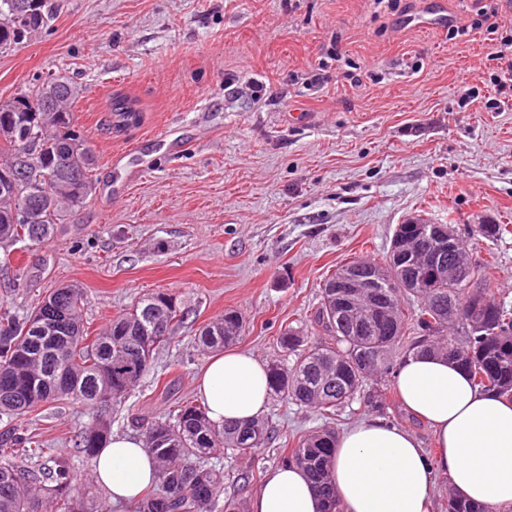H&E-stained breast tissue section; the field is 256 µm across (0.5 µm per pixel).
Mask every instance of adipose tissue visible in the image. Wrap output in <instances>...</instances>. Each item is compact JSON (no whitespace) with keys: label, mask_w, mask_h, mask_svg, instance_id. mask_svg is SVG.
Masks as SVG:
<instances>
[{"label":"adipose tissue","mask_w":512,"mask_h":512,"mask_svg":"<svg viewBox=\"0 0 512 512\" xmlns=\"http://www.w3.org/2000/svg\"><path fill=\"white\" fill-rule=\"evenodd\" d=\"M395 386L403 408L430 427L439 451L427 455L410 430L377 419L343 430L328 466L341 512H430L440 473L455 494L487 512L512 505V403L428 353L405 358ZM194 387L219 426L259 417L271 398L265 362L245 349L209 356ZM94 475L118 506L137 502L157 479L142 440L119 433L99 450ZM249 510L323 512L324 502L304 470L279 465L251 496Z\"/></svg>","instance_id":"ef3b65f1"}]
</instances>
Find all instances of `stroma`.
I'll list each match as a JSON object with an SVG mask.
<instances>
[{"instance_id":"stroma-1","label":"stroma","mask_w":512,"mask_h":512,"mask_svg":"<svg viewBox=\"0 0 512 512\" xmlns=\"http://www.w3.org/2000/svg\"><path fill=\"white\" fill-rule=\"evenodd\" d=\"M447 2L450 30L425 31L410 23L422 0H59L49 29L0 53V97L58 75L82 87L75 126L98 156L96 194L49 240L0 258V303L22 315L77 284L93 333L154 290L189 311L113 432L140 435L138 419L195 399L209 357L195 336L225 310L243 319L237 347L279 359L285 327L330 341L313 321L325 277L383 260L398 224L512 223V14ZM116 93L137 124L112 126ZM464 245L512 301V235ZM264 417L279 439L258 449L260 476L282 435L321 424L275 401ZM91 421L63 401L25 425L118 512L73 450Z\"/></svg>"}]
</instances>
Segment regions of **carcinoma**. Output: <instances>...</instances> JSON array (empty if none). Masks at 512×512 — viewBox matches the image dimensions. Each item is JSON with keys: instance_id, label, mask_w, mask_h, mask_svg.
Segmentation results:
<instances>
[{"instance_id": "1", "label": "carcinoma", "mask_w": 512, "mask_h": 512, "mask_svg": "<svg viewBox=\"0 0 512 512\" xmlns=\"http://www.w3.org/2000/svg\"><path fill=\"white\" fill-rule=\"evenodd\" d=\"M12 0H0V52L11 50L45 30L56 18L57 0H38L26 23L13 18ZM81 88L64 76L51 77L32 90L0 99V176L23 179L7 186L0 180V247L50 238L55 225L96 192L98 157L75 130L73 108ZM111 112L126 126L138 113L121 96ZM48 186L38 221L23 217L31 182ZM474 236L497 241L512 233L507 224H478ZM398 261L388 251L382 264L351 260L324 279L314 320L333 332L332 342L311 345L293 327L278 338L288 359L269 363L270 388L279 401L320 411L323 424L305 435L289 436L281 463L301 466L325 502V512H340L328 478L336 447L333 426L376 373L396 366V354L429 352L464 367L475 386L512 400V302L483 304L489 297L486 271L472 270L471 284L451 277L414 285L416 260ZM370 269L382 284L375 293L391 311L382 322L369 318L353 326L336 283L350 269ZM85 297L78 285L57 288L24 316L0 308V512H98L80 491L70 455L48 453L39 435L23 427L24 417L60 401L96 410L92 425L74 441L84 458L96 460L112 436L108 409L122 404L151 370L157 349L184 323L188 312L172 293L149 292L133 308L91 334L81 311ZM450 324L461 326V344L444 337ZM242 320L234 310L204 326L197 345L218 350L238 339ZM145 448L159 467L158 485L145 492L139 512H247L241 498L220 499L224 471L209 460L229 455L245 464L243 484L253 479L252 458L268 444L271 430L260 418L218 427L200 404L186 400L170 418L141 422ZM445 512H487L448 493Z\"/></svg>"}]
</instances>
